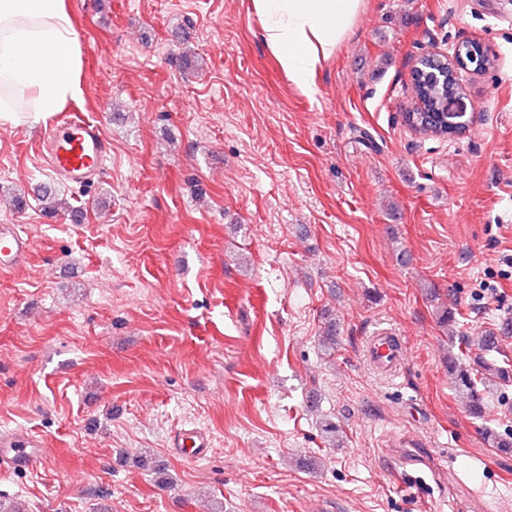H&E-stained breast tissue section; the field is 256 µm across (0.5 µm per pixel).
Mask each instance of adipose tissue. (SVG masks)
I'll use <instances>...</instances> for the list:
<instances>
[{
  "label": "adipose tissue",
  "mask_w": 512,
  "mask_h": 512,
  "mask_svg": "<svg viewBox=\"0 0 512 512\" xmlns=\"http://www.w3.org/2000/svg\"><path fill=\"white\" fill-rule=\"evenodd\" d=\"M361 7L362 0H250L267 49L309 93ZM81 69L66 0H0V124L61 112L81 95Z\"/></svg>",
  "instance_id": "1"
}]
</instances>
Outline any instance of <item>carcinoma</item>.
Here are the masks:
<instances>
[{"label":"carcinoma","mask_w":512,"mask_h":512,"mask_svg":"<svg viewBox=\"0 0 512 512\" xmlns=\"http://www.w3.org/2000/svg\"><path fill=\"white\" fill-rule=\"evenodd\" d=\"M416 94L408 113L418 118L419 133L427 134L433 125L426 121V114L442 111L448 95L457 94L459 85L453 80L448 82L432 81L427 74L417 76L415 79ZM37 200L45 211L53 214L60 210L68 212L72 220H81L83 212L70 205L65 199L58 197L56 190L44 186L37 193ZM450 348L457 352H448V366L455 374V383L458 390L466 393L469 398V413L476 420L485 418V407L481 388L497 380L509 382L512 380V369L501 366L494 358L498 346L493 337L485 335L478 339L470 336L450 337Z\"/></svg>","instance_id":"1"}]
</instances>
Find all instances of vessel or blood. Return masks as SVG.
I'll return each mask as SVG.
<instances>
[{
	"instance_id": "b4317fda",
	"label": "vessel or blood",
	"mask_w": 512,
	"mask_h": 512,
	"mask_svg": "<svg viewBox=\"0 0 512 512\" xmlns=\"http://www.w3.org/2000/svg\"><path fill=\"white\" fill-rule=\"evenodd\" d=\"M107 136L100 124L80 116L67 118L63 126L49 130L44 140V159L55 175L72 184H83L103 173ZM33 247L31 236L17 224H0V272L21 264ZM366 358L377 372L393 375L401 368L406 347L401 336L384 329L370 336ZM39 440L30 434H0V467L26 469L36 459ZM177 454L197 460L207 455L209 436L195 427L182 428L171 441Z\"/></svg>"
}]
</instances>
